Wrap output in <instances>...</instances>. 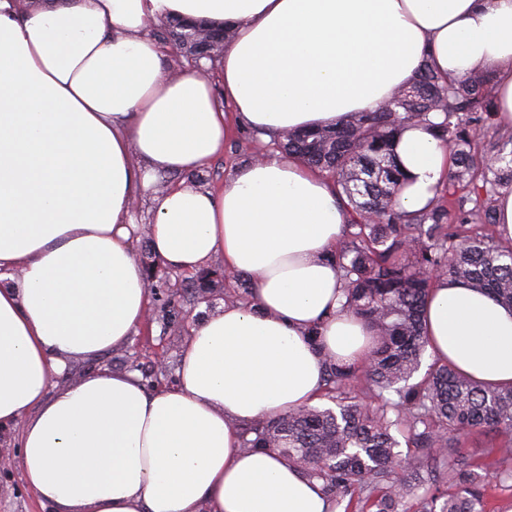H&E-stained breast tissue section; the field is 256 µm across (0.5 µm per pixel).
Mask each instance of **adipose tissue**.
Returning <instances> with one entry per match:
<instances>
[{
    "label": "adipose tissue",
    "mask_w": 512,
    "mask_h": 512,
    "mask_svg": "<svg viewBox=\"0 0 512 512\" xmlns=\"http://www.w3.org/2000/svg\"><path fill=\"white\" fill-rule=\"evenodd\" d=\"M170 18L224 25L222 60L165 75L147 29ZM424 62L445 79L495 71L512 127V0H0V426L21 425L24 480L42 503L331 512L321 482L243 451L239 428L313 404L324 358L351 362L371 345L340 310L328 257L344 206L292 158L251 160L216 191L186 177L223 150L225 107L263 136L333 125L377 109ZM442 120L431 113L394 143L406 211L424 210L447 177ZM161 173L181 180L153 199L154 251L178 271L223 261L251 278L252 302L203 313L172 388L102 366L50 392L69 360L123 344L144 321L131 203ZM423 334L434 357L512 385V309L482 291L436 278Z\"/></svg>",
    "instance_id": "adipose-tissue-1"
}]
</instances>
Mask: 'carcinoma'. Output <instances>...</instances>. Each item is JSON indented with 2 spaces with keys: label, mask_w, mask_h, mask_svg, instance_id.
Here are the masks:
<instances>
[{
  "label": "carcinoma",
  "mask_w": 512,
  "mask_h": 512,
  "mask_svg": "<svg viewBox=\"0 0 512 512\" xmlns=\"http://www.w3.org/2000/svg\"><path fill=\"white\" fill-rule=\"evenodd\" d=\"M492 86L485 72L442 84L423 64L411 86L378 110L277 142L347 199L354 232L331 254L344 280L342 311L364 320L377 343L360 363L325 362L323 396L336 409L308 407L247 424L241 448L288 458L345 512H475L487 483L455 442L472 431L499 438L490 467L498 483L512 480L511 386H486L440 359L408 384L427 346L421 312L428 271L512 307V238L496 232L495 206L499 189L512 188V133L496 128L489 162L472 130L478 114L497 112ZM435 111L445 115L437 130L452 167L432 206L409 213L396 204L401 172L392 142L405 124ZM453 214L458 223L445 224ZM388 390L398 400L384 399ZM399 435L414 448L405 462Z\"/></svg>",
  "instance_id": "carcinoma-1"
}]
</instances>
